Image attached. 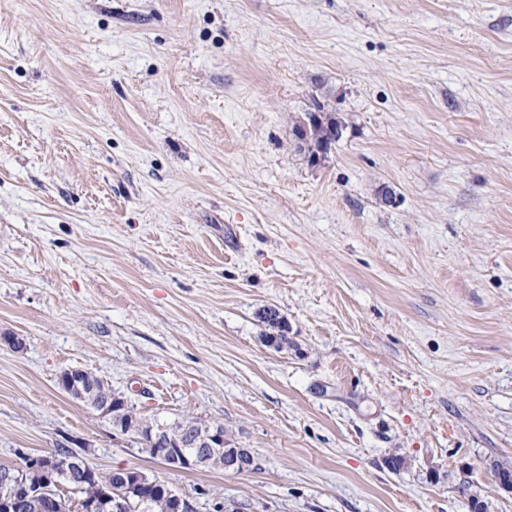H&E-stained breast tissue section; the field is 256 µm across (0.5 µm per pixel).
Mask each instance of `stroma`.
Here are the masks:
<instances>
[{
	"mask_svg": "<svg viewBox=\"0 0 512 512\" xmlns=\"http://www.w3.org/2000/svg\"><path fill=\"white\" fill-rule=\"evenodd\" d=\"M5 333L0 465L75 438L197 512H512V0H0ZM75 368L256 469L169 468ZM311 105L314 107H311ZM309 108L325 111L322 112V114L329 117L330 125H334L336 129H340L339 134H337V132L334 134L328 124H319L314 125L309 132L303 136L302 143H297V150L303 153L308 161L311 162L316 155H323L325 157V155L327 156L331 152L332 147L336 146V143L342 137V128L341 124L333 115L335 112H328V103L320 101L317 95L311 96ZM319 110H314L313 112H321ZM257 317L264 327L276 332V335L264 334V336H268L265 338L267 343L276 342V336H278L279 341L274 344L275 348L281 349L285 345L288 346V336L285 334L288 330L284 324L283 316L277 308L270 307V305L263 306L258 310ZM82 371L84 370L75 369L64 371L58 378V385L63 392L74 400L85 403L96 410L98 402L105 398L108 392L113 393L112 388L107 382H104V380L95 374L91 376L88 382H83L85 377ZM76 387L83 392V396H81L79 392H75Z\"/></svg>",
	"mask_w": 512,
	"mask_h": 512,
	"instance_id": "35a3bbf8",
	"label": "stroma"
}]
</instances>
